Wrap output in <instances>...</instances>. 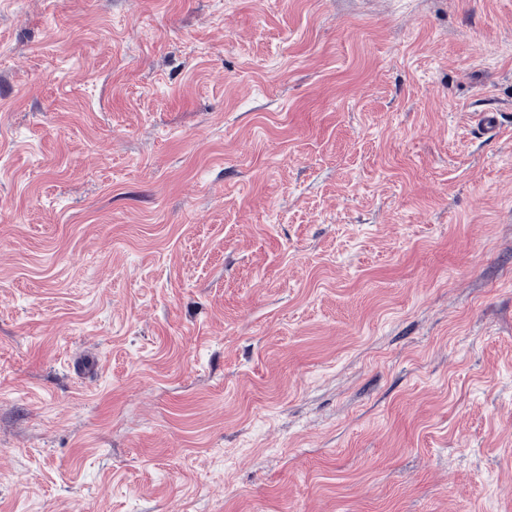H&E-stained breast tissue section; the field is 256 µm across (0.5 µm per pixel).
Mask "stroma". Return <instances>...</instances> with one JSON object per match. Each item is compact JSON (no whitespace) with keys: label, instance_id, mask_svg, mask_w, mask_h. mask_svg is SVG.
<instances>
[{"label":"stroma","instance_id":"35a3bbf8","mask_svg":"<svg viewBox=\"0 0 512 512\" xmlns=\"http://www.w3.org/2000/svg\"><path fill=\"white\" fill-rule=\"evenodd\" d=\"M0 512H512V0H0Z\"/></svg>","mask_w":512,"mask_h":512}]
</instances>
